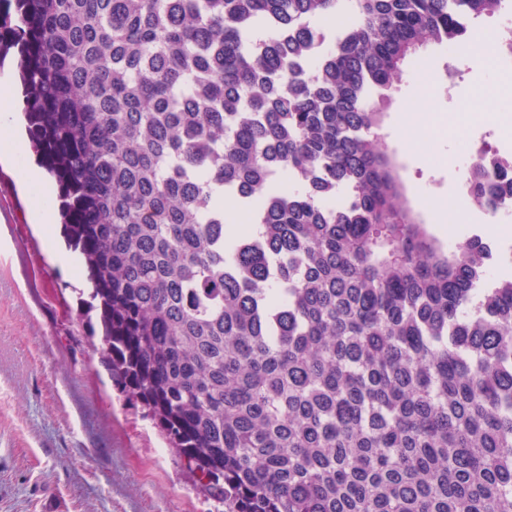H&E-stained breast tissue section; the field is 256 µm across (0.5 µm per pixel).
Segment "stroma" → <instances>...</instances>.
<instances>
[{
    "instance_id": "stroma-1",
    "label": "stroma",
    "mask_w": 512,
    "mask_h": 512,
    "mask_svg": "<svg viewBox=\"0 0 512 512\" xmlns=\"http://www.w3.org/2000/svg\"><path fill=\"white\" fill-rule=\"evenodd\" d=\"M421 55L453 75L431 86L407 70L388 110L411 205L444 243L478 234L511 245L512 216L459 205L455 168L469 161L461 134L474 123L496 121L512 152V62L481 68L435 44ZM423 107L445 114L446 130L411 131L402 117ZM33 199L17 164L0 163V512H207L152 420L113 389L90 337L75 335L67 308L88 283L54 260L62 228L46 241Z\"/></svg>"
}]
</instances>
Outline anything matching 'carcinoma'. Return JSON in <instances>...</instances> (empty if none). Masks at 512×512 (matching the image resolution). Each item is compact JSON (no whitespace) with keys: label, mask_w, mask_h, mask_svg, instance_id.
I'll use <instances>...</instances> for the list:
<instances>
[{"label":"carcinoma","mask_w":512,"mask_h":512,"mask_svg":"<svg viewBox=\"0 0 512 512\" xmlns=\"http://www.w3.org/2000/svg\"><path fill=\"white\" fill-rule=\"evenodd\" d=\"M15 2L0 57L7 36L96 351L202 499L512 512V274L428 231L380 137L419 50L507 0ZM463 189L494 216L512 166L478 157ZM226 198L258 232L229 234Z\"/></svg>","instance_id":"cac0c4a2"}]
</instances>
